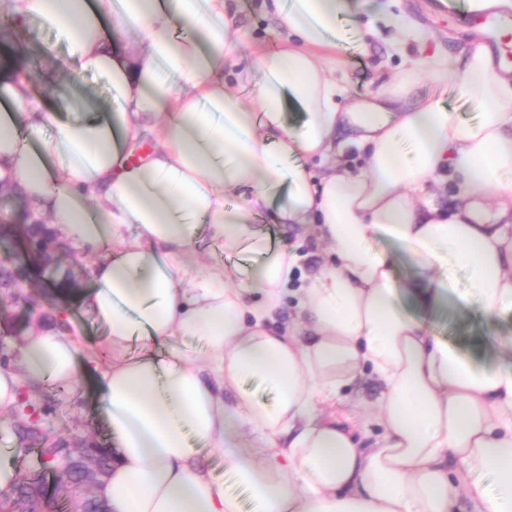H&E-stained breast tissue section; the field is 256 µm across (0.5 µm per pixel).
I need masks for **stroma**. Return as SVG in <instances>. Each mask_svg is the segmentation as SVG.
<instances>
[{"label": "stroma", "instance_id": "35a3bbf8", "mask_svg": "<svg viewBox=\"0 0 512 512\" xmlns=\"http://www.w3.org/2000/svg\"><path fill=\"white\" fill-rule=\"evenodd\" d=\"M239 2L233 29L241 52L279 49L283 34L276 19L262 10V0ZM353 5L356 21L346 24L345 37L333 58L337 77L355 97L375 99L401 70L404 54L416 50L409 41L404 54L393 53V32L378 21V7L428 29L434 35L432 49L448 56L458 55L474 41L469 28L436 11L433 0H353ZM0 77L26 79L31 101L42 108L58 110L63 124L84 120L87 107L108 109L113 105L108 79L92 72L76 73L66 43L35 18L13 23L10 30H0ZM414 96L442 99L455 118L470 122L478 118L477 105L459 94L453 80L437 86L430 79H422ZM255 225L261 233L284 237L288 247L301 255L305 274H313L324 263V256L316 254L311 238L298 230H280L264 216ZM74 279L77 290L67 299V321L95 360L104 362L109 358L105 330L84 311L79 299L90 282L79 272ZM422 319L435 336L479 363L492 360L496 343L512 338V316H487L474 299L456 309L423 314ZM29 329L25 309L14 302L10 291L0 292V366L15 361ZM27 399L39 413L43 433L60 445L71 448L84 441L107 443V427L99 407L100 391L93 378H84L72 388L48 385L28 393Z\"/></svg>", "mask_w": 512, "mask_h": 512}]
</instances>
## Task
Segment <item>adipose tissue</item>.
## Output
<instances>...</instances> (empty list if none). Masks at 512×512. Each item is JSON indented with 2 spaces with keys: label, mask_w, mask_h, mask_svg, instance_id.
<instances>
[{
  "label": "adipose tissue",
  "mask_w": 512,
  "mask_h": 512,
  "mask_svg": "<svg viewBox=\"0 0 512 512\" xmlns=\"http://www.w3.org/2000/svg\"><path fill=\"white\" fill-rule=\"evenodd\" d=\"M236 2L0 0V14L55 29L76 70L108 78L116 105L61 126L56 113L25 110L24 83L0 91L10 102L0 185L92 258L82 304L106 330L98 385L113 452L98 496L108 512H242L202 466L205 447L223 450L252 512H454L462 501L512 512V342L477 365L397 300L405 292L421 311L453 300L432 274L447 253L485 314L512 312V73L480 45L452 63L428 54L430 33L387 15L393 49L410 40L416 51L385 97L343 109L328 54L349 0H268L284 44L246 65L231 36ZM119 38L140 51L117 53ZM449 72L478 103L477 122L435 99L411 103L423 74ZM249 83L253 102L241 95ZM289 97L306 113L297 130L285 121ZM52 125L57 138L43 141ZM149 132L152 155L130 163ZM355 151L367 157L358 173L346 161ZM315 157L325 165L316 182L304 165ZM448 190L449 215L435 203ZM232 196L240 204L227 206ZM264 212L307 228L335 260L297 278L299 256L256 231ZM201 225L237 262L189 285ZM380 238L418 268L404 287L372 246ZM289 296L298 314L282 326ZM174 336L200 351L161 350ZM80 349L60 329L28 331L16 364L0 367V410L21 387L77 383ZM367 371L381 385L369 419L325 412ZM247 377L268 384L273 403H226ZM283 432L292 438L275 448Z\"/></svg>",
  "instance_id": "1"
}]
</instances>
